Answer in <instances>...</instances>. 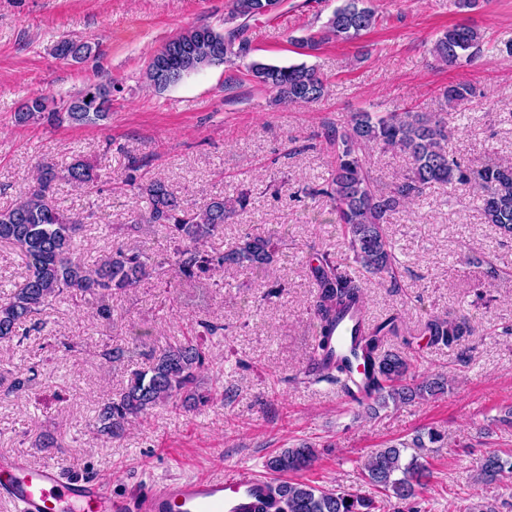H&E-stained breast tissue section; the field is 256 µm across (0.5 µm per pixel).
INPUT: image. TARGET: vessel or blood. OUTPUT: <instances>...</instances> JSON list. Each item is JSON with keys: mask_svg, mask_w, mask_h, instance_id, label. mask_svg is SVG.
<instances>
[{"mask_svg": "<svg viewBox=\"0 0 512 512\" xmlns=\"http://www.w3.org/2000/svg\"><path fill=\"white\" fill-rule=\"evenodd\" d=\"M357 317L339 322L333 354L350 355ZM269 480L246 466L225 473L195 474L149 486L136 501L113 496L112 486L69 477L58 464L30 465L24 453L0 462V494L17 512H254Z\"/></svg>", "mask_w": 512, "mask_h": 512, "instance_id": "b4317fda", "label": "vessel or blood"}]
</instances>
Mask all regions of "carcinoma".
Here are the masks:
<instances>
[{
    "mask_svg": "<svg viewBox=\"0 0 512 512\" xmlns=\"http://www.w3.org/2000/svg\"><path fill=\"white\" fill-rule=\"evenodd\" d=\"M283 0H233L224 18V30L210 26L186 28L154 52L145 77L148 86L162 93L186 77L212 66L234 68L251 53L247 36L249 21L269 17ZM376 22L367 0H342L328 17L319 35L301 40L314 49L332 38L354 40ZM483 37L476 29L456 24L434 42L431 54L452 66L461 58L481 52ZM92 51L86 41L60 40L54 53L61 60L78 61ZM247 72L259 85L276 92L285 104H310L322 99L327 81L304 63L277 66L251 61ZM476 89L469 83H450L442 97L451 109L471 101ZM112 81L92 85L66 100L51 102L44 96L30 98L16 112L19 123H41L53 127L99 126L110 116ZM448 121L440 112H386L374 115L356 112L349 123L328 131L326 140L335 149L334 167L327 186L319 194L333 203L337 223L344 226L348 250L367 273L397 284V260L388 235L389 217L404 201L441 186L453 192L476 185L481 189V213L504 237L512 238V163L488 164L479 169L462 164L449 148ZM399 150L411 160L410 172L388 192L375 188L365 148ZM101 175L81 161L59 170L50 163L38 165L35 182L20 193L11 207L0 209V244L16 248L23 256L26 276L19 288L0 298V340L18 336L19 329L59 296L98 301L114 291L127 292L152 277L164 287L172 280L192 281L226 266L250 271L264 269L279 250L270 234L247 232L235 246L223 252L208 248V241L224 231L233 210L224 197L213 196L199 203L179 199L159 180L140 179L130 174L125 185L147 201L146 224H160L171 242L169 255L161 261L138 247L117 246L104 259L89 265L73 248L82 220L64 212L53 200L56 182L93 190ZM314 285L313 314L320 330L309 358L308 373L333 383L348 394L354 373L352 361L333 357V332L340 318L364 308V287L328 253H315L309 262ZM204 335L170 344L154 356L145 370L132 372L126 388L101 409L100 431L120 435L126 424L152 409L177 401L189 408L207 405L211 393L202 389L200 372L210 362L205 336L218 327L203 325ZM400 317L393 315L375 324H358L355 332L357 365L366 395L353 398L359 406L377 412L389 403L428 400L448 391L445 377H411V359L398 350L385 348L388 338L399 334ZM420 334L430 344L459 346L472 329L464 318L434 316ZM408 444L381 448L364 463L369 484L379 489L386 503L415 501L425 486L430 470L420 457L404 462ZM317 451L307 443L282 448L266 463L274 474H297L312 468ZM512 472V457L496 452L483 456L476 482L485 486L501 483ZM373 497L345 490H325L303 481H274L273 491L258 512H380Z\"/></svg>",
    "mask_w": 512,
    "mask_h": 512,
    "instance_id": "obj_1",
    "label": "carcinoma"
}]
</instances>
